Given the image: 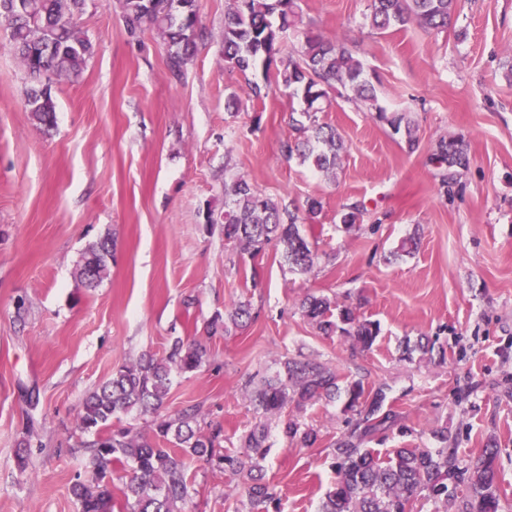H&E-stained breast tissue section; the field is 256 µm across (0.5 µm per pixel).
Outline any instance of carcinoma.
Returning a JSON list of instances; mask_svg holds the SVG:
<instances>
[{
    "label": "carcinoma",
    "instance_id": "cac0c4a2",
    "mask_svg": "<svg viewBox=\"0 0 512 512\" xmlns=\"http://www.w3.org/2000/svg\"><path fill=\"white\" fill-rule=\"evenodd\" d=\"M85 0H0L8 41L27 74L37 85L26 92V106L38 125H54L56 104L42 79L78 75L92 54V43L77 22ZM457 0H371L369 26L376 31L401 29L415 22L438 33L448 30ZM130 30L148 24L168 46L170 75L179 78L191 62L197 40L196 0H121ZM300 0H229L224 13V62L241 72L262 66L265 85L248 83L255 100L264 97V87L275 83L302 99L299 117L291 118L293 135L282 143L286 158L296 155L316 170L335 175L344 151L336 128L322 121L321 102L329 92L346 97L375 113V119L403 134L409 151L418 147L414 125L404 113L387 112L377 103L376 91L362 61L340 40L324 39L299 27ZM298 48L281 56L288 34ZM432 161L441 169L439 189L448 191L449 180L469 163L462 141L439 140ZM306 215L298 208L259 194L247 179L235 176L224 182V240L252 256L275 240L292 272H309L318 258L304 219L314 220L322 204L306 202ZM364 207L351 204L341 215L346 230L363 220ZM112 263V237L104 235L82 253L77 274L89 288L100 284ZM301 315L322 334L340 333L353 346L369 350L380 327L359 313V308L325 295L307 294L297 304ZM252 319V305L239 301L214 315L206 324L212 337L228 325L244 327ZM207 360V349L196 339H173L158 357L143 354L112 372L110 378L83 400L78 426L91 436L85 443L87 462L70 493L77 512H113V475H121L119 491L125 512H181L179 504L195 492L188 476V461L199 460L213 469L241 479L250 512H280L275 486L265 481L264 463L271 448V422L281 425L289 446L310 447L318 440L315 429L298 417L318 403L331 404L345 398L344 411L356 416L354 428L335 442L333 467L336 480L322 501L319 512H413L423 500L433 512H448V481L466 475L468 493L458 501L456 512H500L497 449L487 448L464 471H459L455 449L448 447V429L436 434V448H395L382 457L362 447L365 440L398 425L387 407L390 387L380 383L365 386L360 379L343 381L336 369L316 358L285 357L272 375L259 381L248 378L242 392L253 407L257 422L244 437V451L231 453L220 447L222 428L200 432L205 419L201 405L184 407L177 415L161 414L171 388V374L198 371ZM153 415L152 433L143 435L131 427L113 428V421L129 415Z\"/></svg>",
    "mask_w": 512,
    "mask_h": 512
}]
</instances>
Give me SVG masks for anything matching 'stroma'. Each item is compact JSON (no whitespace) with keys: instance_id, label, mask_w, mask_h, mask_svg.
Masks as SVG:
<instances>
[{"instance_id":"obj_1","label":"stroma","mask_w":512,"mask_h":512,"mask_svg":"<svg viewBox=\"0 0 512 512\" xmlns=\"http://www.w3.org/2000/svg\"><path fill=\"white\" fill-rule=\"evenodd\" d=\"M225 5L196 0L204 35L176 80L154 28L129 31L120 0H86L78 22L94 52L80 76L51 80V131L32 121L29 78L0 32V512H75L84 397L176 336L202 341L208 357L173 375L163 411L202 404L201 430L221 425L224 448L240 451L255 423L242 381L285 356L317 358L390 386L407 431L369 441L377 453L435 447L441 427L462 468L496 445L501 512H512V0H458L443 33L413 24L383 34L365 23L370 0H301L305 27L351 46L379 105L407 113L419 138L407 152L372 113L333 97L320 114L345 143L332 179L281 153L299 97L274 85L254 100L247 82L262 70L225 65ZM442 138L469 154L444 194L429 161ZM233 174L291 205L321 201L311 272L289 271L274 243L242 254L208 223ZM351 202L365 214L348 232L340 213ZM105 234L109 272L85 287L81 254ZM411 237L417 251L400 254ZM308 294L359 305L380 325L372 350L304 320L296 304ZM244 300L259 312L250 326L207 336L211 317ZM423 337L432 352L415 351ZM300 419L318 442L290 448L273 433L265 463L280 512H318L347 430L338 402ZM191 474L196 492L181 512H248L236 477L205 464Z\"/></svg>"}]
</instances>
